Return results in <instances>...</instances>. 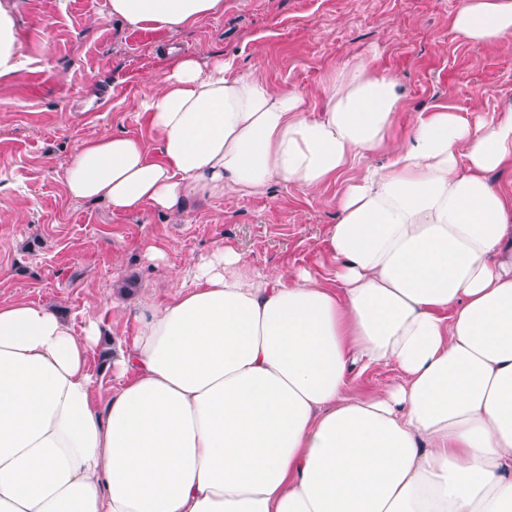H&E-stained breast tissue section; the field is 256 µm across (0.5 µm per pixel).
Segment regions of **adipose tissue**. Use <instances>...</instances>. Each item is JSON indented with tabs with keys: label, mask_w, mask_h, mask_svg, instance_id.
<instances>
[{
	"label": "adipose tissue",
	"mask_w": 512,
	"mask_h": 512,
	"mask_svg": "<svg viewBox=\"0 0 512 512\" xmlns=\"http://www.w3.org/2000/svg\"><path fill=\"white\" fill-rule=\"evenodd\" d=\"M0 0V78L24 61ZM178 31L224 0H108ZM451 33L512 39V0H457ZM155 139L81 142L70 198L173 215L190 197L305 192L354 176L327 230L331 280L216 246L135 312L97 404L101 329L0 304V512H512V106L440 105L393 135L403 96L376 54L333 68L309 107L233 61L177 58L142 100ZM387 153L383 165L368 158ZM401 382L355 392L354 373Z\"/></svg>",
	"instance_id": "obj_1"
}]
</instances>
